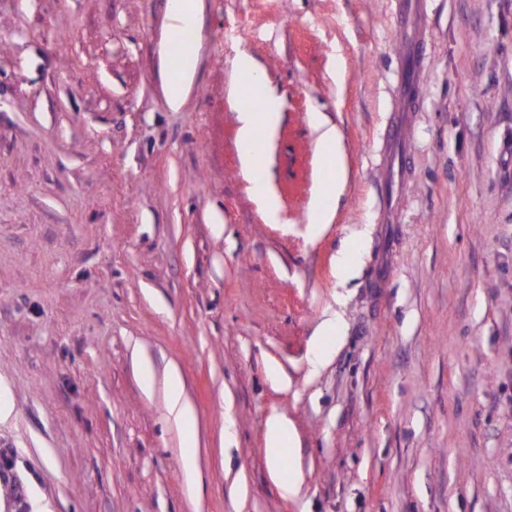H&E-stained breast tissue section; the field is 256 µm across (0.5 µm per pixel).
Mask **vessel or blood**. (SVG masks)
I'll use <instances>...</instances> for the list:
<instances>
[{
  "label": "vessel or blood",
  "mask_w": 512,
  "mask_h": 512,
  "mask_svg": "<svg viewBox=\"0 0 512 512\" xmlns=\"http://www.w3.org/2000/svg\"><path fill=\"white\" fill-rule=\"evenodd\" d=\"M395 18L404 33V41L399 54V81L395 92V113L387 137L379 153V163L389 175L383 188V223L398 221V209L393 204L398 184L405 180L409 169L405 165V138L403 130L419 100V74L425 62L426 35L423 27L415 23L416 16L425 11L424 0H393Z\"/></svg>",
  "instance_id": "1"
}]
</instances>
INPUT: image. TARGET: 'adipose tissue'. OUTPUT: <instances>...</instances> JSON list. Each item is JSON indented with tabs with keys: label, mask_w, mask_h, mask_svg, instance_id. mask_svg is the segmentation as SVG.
I'll list each match as a JSON object with an SVG mask.
<instances>
[{
	"label": "adipose tissue",
	"mask_w": 512,
	"mask_h": 512,
	"mask_svg": "<svg viewBox=\"0 0 512 512\" xmlns=\"http://www.w3.org/2000/svg\"><path fill=\"white\" fill-rule=\"evenodd\" d=\"M198 62L196 51L180 54L175 73L166 75L163 90L169 106L179 109L185 102ZM232 69L247 77L246 88L231 86L230 92L239 96L237 147L243 172H251L258 162L254 145L259 135L273 136L281 122V101L269 90L263 72L254 59L245 53L237 55Z\"/></svg>",
	"instance_id": "1"
}]
</instances>
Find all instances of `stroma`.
Instances as JSON below:
<instances>
[{
    "mask_svg": "<svg viewBox=\"0 0 512 512\" xmlns=\"http://www.w3.org/2000/svg\"><path fill=\"white\" fill-rule=\"evenodd\" d=\"M167 5L0 0V449L29 512H512V0H428L396 224L378 221L390 0H202L177 112ZM241 52L283 113L248 175ZM315 110L347 168L324 227ZM274 413L294 497L269 475ZM198 62L197 50H188L179 55L175 73L166 74L163 90L169 106L179 109L185 102ZM166 409L169 417L184 424L191 417V407L184 395L180 374L175 366H167L164 372ZM293 435L292 425L285 416L273 415L268 419L265 451L269 471L274 479L279 478L285 449L292 443Z\"/></svg>",
    "mask_w": 512,
    "mask_h": 512,
    "instance_id": "stroma-1",
    "label": "stroma"
}]
</instances>
